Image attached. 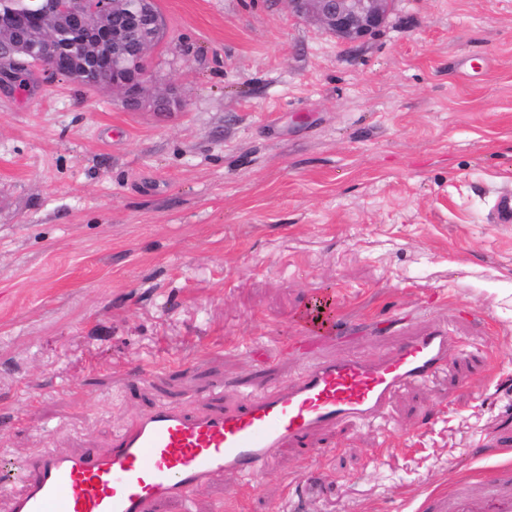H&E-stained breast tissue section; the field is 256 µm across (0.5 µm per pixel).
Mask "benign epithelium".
Instances as JSON below:
<instances>
[{
  "instance_id": "obj_1",
  "label": "benign epithelium",
  "mask_w": 512,
  "mask_h": 512,
  "mask_svg": "<svg viewBox=\"0 0 512 512\" xmlns=\"http://www.w3.org/2000/svg\"><path fill=\"white\" fill-rule=\"evenodd\" d=\"M154 0H0V43L14 31L39 33V41L20 53L47 55L54 80L81 79L95 84L107 77L123 106L137 110L145 104L167 110L181 107L176 92L152 93L153 75L147 67L157 46L159 18L150 6ZM292 11L318 22L344 42L361 41L386 23L390 0H289ZM139 29L136 52L119 56L125 27Z\"/></svg>"
}]
</instances>
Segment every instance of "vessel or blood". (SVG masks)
<instances>
[{
	"label": "vessel or blood",
	"instance_id": "b4317fda",
	"mask_svg": "<svg viewBox=\"0 0 512 512\" xmlns=\"http://www.w3.org/2000/svg\"><path fill=\"white\" fill-rule=\"evenodd\" d=\"M320 337L305 335L308 358L293 380L248 394L233 410L192 415L161 406L134 419L110 451L59 454L47 448L25 469L9 512H150L234 471L270 469L280 450L316 431L382 415L402 387L429 380L457 346L447 330L409 336L374 364L354 355L319 356ZM424 512H512V491L489 480L485 493L430 496Z\"/></svg>",
	"mask_w": 512,
	"mask_h": 512
}]
</instances>
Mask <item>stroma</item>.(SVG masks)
I'll return each mask as SVG.
<instances>
[{"label":"stroma","instance_id":"obj_1","mask_svg":"<svg viewBox=\"0 0 512 512\" xmlns=\"http://www.w3.org/2000/svg\"><path fill=\"white\" fill-rule=\"evenodd\" d=\"M181 109L35 72L0 90V460L107 450L161 404L240 406L327 353L445 327L446 369L312 457L155 512H419L477 494L512 422V0H395L346 43L286 0H157Z\"/></svg>","mask_w":512,"mask_h":512}]
</instances>
